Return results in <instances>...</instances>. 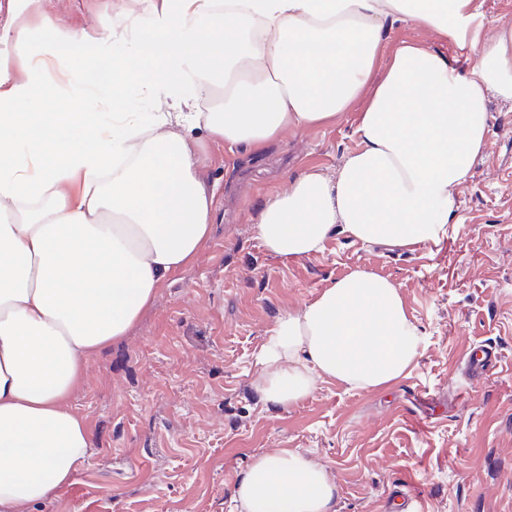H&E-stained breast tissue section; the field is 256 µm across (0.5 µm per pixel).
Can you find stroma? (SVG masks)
<instances>
[{"mask_svg":"<svg viewBox=\"0 0 512 512\" xmlns=\"http://www.w3.org/2000/svg\"><path fill=\"white\" fill-rule=\"evenodd\" d=\"M52 25L97 33L142 14V0H45ZM455 55L437 31L390 28L373 72L331 125L285 133L260 155L207 143L211 235L196 263L159 288L128 336L89 361L71 399L94 454L62 488L20 512H236L234 484L253 456L308 452L339 487L336 512H383L397 484L410 512H512V105L489 104L487 147L455 191L440 244L407 250L332 232L322 252L282 260L256 234L263 200L319 166L335 174L358 144L360 112L401 42ZM399 288L423 341L410 375L383 390L321 381L300 403L265 405L256 356L281 311L352 270ZM489 343L500 368L478 385L466 352Z\"/></svg>","mask_w":512,"mask_h":512,"instance_id":"1","label":"stroma"}]
</instances>
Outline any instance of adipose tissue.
I'll return each mask as SVG.
<instances>
[{"label":"adipose tissue","instance_id":"obj_1","mask_svg":"<svg viewBox=\"0 0 512 512\" xmlns=\"http://www.w3.org/2000/svg\"><path fill=\"white\" fill-rule=\"evenodd\" d=\"M148 2L147 33L132 38L122 17L93 36L50 27L43 0H0V512L47 500L92 456L70 399L91 356L126 336L208 240L202 139L259 153L336 122L389 24L439 32L475 56L470 73L401 43L357 148L335 175L293 177L257 226L284 259L321 252L335 230L414 249L447 237L455 189L486 147L488 103L512 101V22H490L483 0ZM127 44L142 68L129 67ZM134 89L147 117L130 109ZM420 341L399 289L356 269L279 314L255 389L274 409L325 377L385 389L408 376ZM338 494L324 467L286 450L256 456L233 499L239 512H336Z\"/></svg>","mask_w":512,"mask_h":512}]
</instances>
